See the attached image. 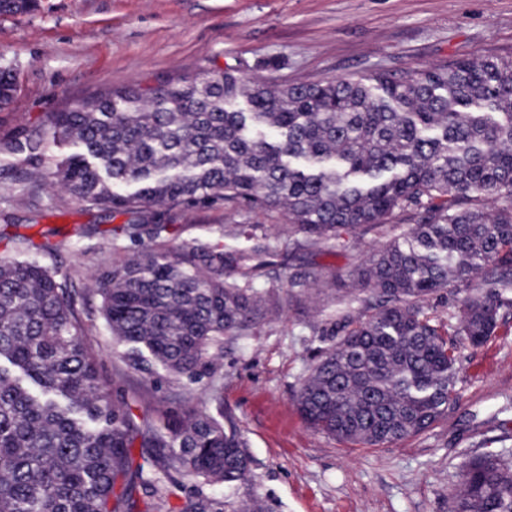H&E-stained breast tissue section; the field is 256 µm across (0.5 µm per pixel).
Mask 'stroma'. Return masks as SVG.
Instances as JSON below:
<instances>
[{
	"mask_svg": "<svg viewBox=\"0 0 512 512\" xmlns=\"http://www.w3.org/2000/svg\"><path fill=\"white\" fill-rule=\"evenodd\" d=\"M492 56L512 57V0H38L33 11L0 15V69L17 84L11 104L0 108V255L14 235L59 242L40 261L82 296L88 340L111 392L138 415L178 408L164 378L147 397L134 396L137 380L114 357L98 315L93 276L125 261L134 246L113 250L105 236L115 224L111 212L32 188L33 163L11 153V141L97 94L217 67L289 85ZM172 217L182 227L173 248L227 243L231 220L264 225L271 236L285 221L247 208L230 220L220 206ZM395 234L390 227L356 243L345 235L332 252L280 251L256 287L281 293L301 270L348 275ZM337 297L324 291L292 302L248 333L225 337L224 415L243 434L250 466L232 486L205 487L222 512L253 497L268 512H450L469 461L488 453L512 458V320L485 346L459 347L457 401L425 431L366 447L310 427L295 396L319 352L340 337Z\"/></svg>",
	"mask_w": 512,
	"mask_h": 512,
	"instance_id": "35a3bbf8",
	"label": "stroma"
}]
</instances>
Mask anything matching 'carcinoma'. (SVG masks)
I'll return each mask as SVG.
<instances>
[{"label":"carcinoma","instance_id":"obj_1","mask_svg":"<svg viewBox=\"0 0 512 512\" xmlns=\"http://www.w3.org/2000/svg\"><path fill=\"white\" fill-rule=\"evenodd\" d=\"M11 78L0 70V106L14 97ZM61 143L76 152L55 158ZM13 151L37 161L36 180L128 216L109 229L114 249L151 241L94 279L99 314L141 376L137 396L160 370L178 385L207 378L213 410L189 407L157 425L113 399L79 293L25 257L57 245L22 236L17 255L0 257V512H156L172 472L196 491L178 512H221L202 487L231 485L250 464L243 435L222 421L224 337L313 288L342 285L347 331L312 365L297 406L316 429L369 446L438 420L456 400L458 346L487 344L512 308V59L282 87L216 68L53 112ZM217 205L288 223L274 238L229 224L235 246H167L179 225L164 212ZM396 217L415 223L349 280L300 272L283 295L254 288L279 248L330 251L342 233L357 242ZM448 288L445 326L426 304ZM364 290L378 297L368 317ZM452 512H512V461L471 460Z\"/></svg>","mask_w":512,"mask_h":512}]
</instances>
